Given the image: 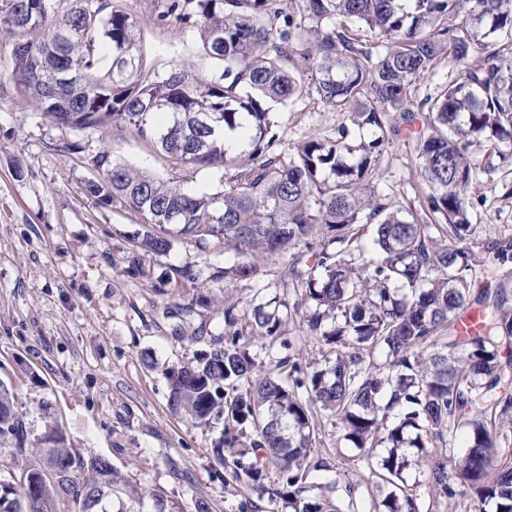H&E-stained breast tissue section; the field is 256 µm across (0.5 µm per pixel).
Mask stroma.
Segmentation results:
<instances>
[{
	"label": "stroma",
	"instance_id": "35a3bbf8",
	"mask_svg": "<svg viewBox=\"0 0 512 512\" xmlns=\"http://www.w3.org/2000/svg\"><path fill=\"white\" fill-rule=\"evenodd\" d=\"M141 24L148 67H179L202 77L220 65L204 55L195 29L159 20L164 0H124ZM11 55L0 44V384L14 396L27 445L45 447L56 428L67 447L103 456L143 491L129 512H271L267 499L235 483L211 448L220 429L173 412L170 370L208 352L224 332V309L244 310L252 283L223 275L224 240L179 236L161 254L144 251L133 215L101 206L84 192L89 173L57 151L72 131L57 127L9 83ZM285 147L331 135L338 113L312 97L276 107ZM129 166L174 179L186 191H222L219 171L175 167L129 127L92 133ZM394 207L419 209L423 186L413 142L398 138L374 181ZM477 259L492 263V242L512 235V159L479 161L468 197ZM190 270L184 278L182 270ZM324 448L364 499L378 480L353 466L322 422ZM163 490L164 503L151 493Z\"/></svg>",
	"mask_w": 512,
	"mask_h": 512
}]
</instances>
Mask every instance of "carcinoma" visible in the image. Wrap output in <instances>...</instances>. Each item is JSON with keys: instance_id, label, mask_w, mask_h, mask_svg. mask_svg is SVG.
Here are the masks:
<instances>
[{"instance_id": "1", "label": "carcinoma", "mask_w": 512, "mask_h": 512, "mask_svg": "<svg viewBox=\"0 0 512 512\" xmlns=\"http://www.w3.org/2000/svg\"><path fill=\"white\" fill-rule=\"evenodd\" d=\"M165 0L158 19L197 29L222 63L200 77L145 67L140 23L120 0H0V40L11 46L16 90L56 125L82 133L124 125L176 165L223 172L224 190L196 196L131 168L112 151L87 157L80 139L58 146L87 158L84 182L102 206L147 226L141 245L164 253L176 234L224 238V278L257 283L264 263L291 266L293 312L305 339L265 369L248 341L283 335L281 309L262 289L242 314L224 308L211 351L170 373V407L223 421L212 448L236 482L287 512H420L410 468L436 502L468 496L479 512H512V306L491 287L467 211L474 150L512 146V0ZM464 78L424 101L414 90L440 61ZM315 74L306 82L305 73ZM342 115L331 136L281 150L273 105L304 92ZM364 134L351 142L353 129ZM244 140L224 146V130ZM414 142L424 217L373 190L400 135ZM304 248L312 263L300 266ZM512 266V236L492 242ZM481 329L463 336L461 320ZM327 351L306 360L307 340ZM379 479L370 506L356 485L313 473L335 469L315 451L318 413ZM0 512H84L79 491L112 512L136 486L101 457L66 447L25 457L24 424L0 387ZM277 481L267 483L269 468Z\"/></svg>"}]
</instances>
